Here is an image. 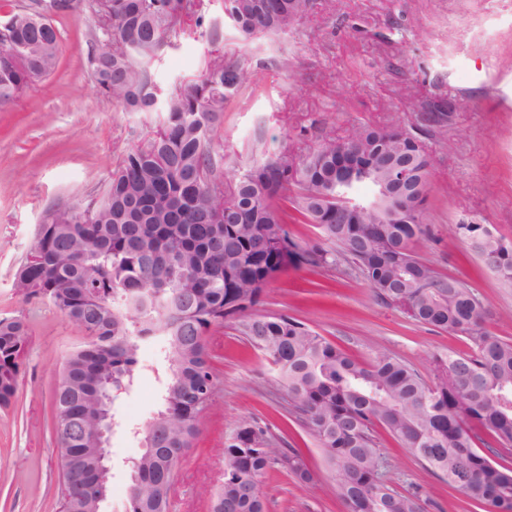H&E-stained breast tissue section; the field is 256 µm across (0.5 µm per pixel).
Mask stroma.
<instances>
[{"instance_id": "obj_1", "label": "stroma", "mask_w": 512, "mask_h": 512, "mask_svg": "<svg viewBox=\"0 0 512 512\" xmlns=\"http://www.w3.org/2000/svg\"><path fill=\"white\" fill-rule=\"evenodd\" d=\"M37 1L58 31V68L0 109V318L22 317L30 328L16 395L0 408V512L60 510L53 396L65 358L86 336L50 304L25 301L15 274L45 210L91 203L126 152L163 120L159 112L124 111L99 93L86 62L96 26L89 0H70L64 10ZM223 48L225 57L247 60L260 83L231 98L217 130L226 175L359 125L414 130L432 159L426 233L415 252L438 273L467 281L488 306L485 329L512 341V288L451 232L485 224L512 241V0H315L298 31L246 42L225 26ZM208 49L197 32L172 41L152 66L157 86L190 83ZM448 98L468 105L444 125L422 121L430 104ZM257 311L300 320L362 362L394 355L427 379L437 356L474 347L469 337L415 323L379 300L344 258L288 267ZM206 345L214 394L182 459L171 512H208L224 476V443L245 420L265 429L270 447L299 450L314 473L313 483L300 485L271 469L267 512H345L318 441L262 353L231 320L211 326ZM168 355L164 340L144 342L135 384L113 407L119 426L109 440L112 492L104 512L126 510L127 462L143 447L137 427L161 408ZM375 436L385 480L417 494L423 512H480L384 429Z\"/></svg>"}]
</instances>
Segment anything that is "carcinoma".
<instances>
[{
  "label": "carcinoma",
  "mask_w": 512,
  "mask_h": 512,
  "mask_svg": "<svg viewBox=\"0 0 512 512\" xmlns=\"http://www.w3.org/2000/svg\"><path fill=\"white\" fill-rule=\"evenodd\" d=\"M100 39L88 65L99 92L130 112H164L159 129L126 153L108 187L87 207H52L16 273L26 301L51 304L86 332L66 358L71 393L56 391L54 428L74 461L62 471L65 512H93L92 420L108 379L133 384L138 351L161 336L170 358L162 409L140 427L153 447L135 460L127 512H170L158 483L198 434L203 386L212 376L205 337L231 317L246 341L269 358L277 380L333 468L347 512H422L415 494L391 488L373 428L402 447L483 512H512V467L476 447L472 426L512 448V342L484 328L485 303L466 282L420 260V216L427 196L411 200L400 224H380L371 203L392 175L388 160L408 165L429 186L430 157L411 131L362 127L338 141L326 137L301 157L284 154L243 167L228 182L214 136L234 92L257 85L239 60L218 49L223 32L205 25L202 0H92ZM313 0H224V17L245 40L299 29ZM205 28L214 50L184 88L158 93L151 62L185 22ZM55 27L39 12L13 13L0 24V107L11 105L59 61ZM462 99L430 106L443 123ZM370 187L361 197L355 188ZM314 224L320 242L301 245L288 220ZM483 266L512 287V242L483 224H458ZM349 260L386 303L416 322L474 341L470 354L435 358L429 382L391 354L359 362L305 324L259 314L266 287L288 266ZM28 336L20 318L0 320V406L14 398ZM266 431L244 423L224 443V481L210 512H266L263 483L278 466L297 481L313 473L294 448H265Z\"/></svg>",
  "instance_id": "carcinoma-1"
}]
</instances>
